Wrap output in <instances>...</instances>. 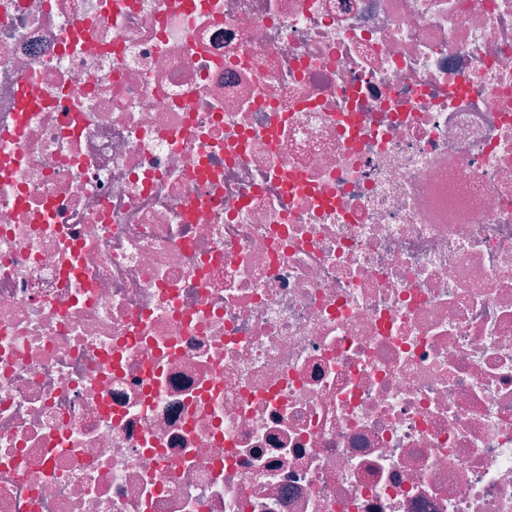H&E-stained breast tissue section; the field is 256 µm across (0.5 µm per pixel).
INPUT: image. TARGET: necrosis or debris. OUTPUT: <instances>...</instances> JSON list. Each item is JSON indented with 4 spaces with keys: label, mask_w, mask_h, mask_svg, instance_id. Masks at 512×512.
I'll use <instances>...</instances> for the list:
<instances>
[{
    "label": "necrosis or debris",
    "mask_w": 512,
    "mask_h": 512,
    "mask_svg": "<svg viewBox=\"0 0 512 512\" xmlns=\"http://www.w3.org/2000/svg\"><path fill=\"white\" fill-rule=\"evenodd\" d=\"M0 512H512V0H0Z\"/></svg>",
    "instance_id": "4bbe7bcc"
}]
</instances>
